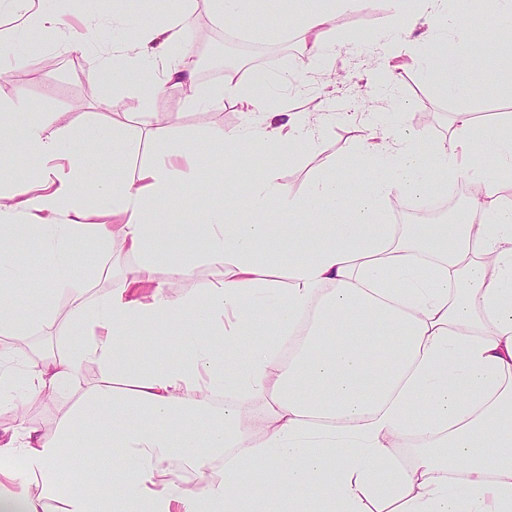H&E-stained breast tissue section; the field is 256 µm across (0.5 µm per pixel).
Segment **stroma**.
<instances>
[{
	"instance_id": "obj_1",
	"label": "stroma",
	"mask_w": 512,
	"mask_h": 512,
	"mask_svg": "<svg viewBox=\"0 0 512 512\" xmlns=\"http://www.w3.org/2000/svg\"><path fill=\"white\" fill-rule=\"evenodd\" d=\"M169 0H69L68 24L42 36L33 50L31 63L0 70V106H10L15 127H22L30 115H39L48 136L59 137L71 130L133 126L138 112L151 110L154 122L167 126L177 148L195 150L198 157L194 179L180 197L168 200L159 217L167 224H203L211 210L223 209L227 219L236 222L239 211L229 207L230 197L249 191L255 174L270 162L260 147L250 153L225 151L224 162L213 165L211 135L217 130L232 131L243 123L241 107L225 100L218 109L192 107L189 94L170 88L152 103H144L133 80L120 70H109L100 83L91 84L84 72L88 59L98 48L133 37L142 22H163ZM392 13L390 0H371L357 12L333 15L331 27L341 51L335 56L308 59L299 29L287 28L285 15L267 6L241 17L245 40L234 34H210L205 45L238 49L241 43L269 47L266 55L244 60L240 73L260 69L270 78L268 102L278 112L321 114V132L315 145L293 161H282L279 177L295 194H306L310 181L319 173L325 159H337L341 172L369 171L372 162L360 148V131L353 114L378 112L417 133L425 147H433L452 130L454 103L448 102L427 77V65L436 51L435 22L424 12L410 19L414 61L377 77L375 67L383 56L387 24ZM308 70L304 85L286 82L289 71ZM512 73L499 71L496 80L484 87L469 104L478 121L488 122L497 112L512 113ZM80 259L74 277L85 296L104 294V278L111 265L99 245L90 238L75 242ZM15 312L28 323L24 337L29 344L57 348L50 329L34 324L36 301L51 294V279L44 261L19 251L16 258Z\"/></svg>"
}]
</instances>
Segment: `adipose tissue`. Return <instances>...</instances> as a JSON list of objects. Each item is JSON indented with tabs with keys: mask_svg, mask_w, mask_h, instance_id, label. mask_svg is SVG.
<instances>
[{
	"mask_svg": "<svg viewBox=\"0 0 512 512\" xmlns=\"http://www.w3.org/2000/svg\"><path fill=\"white\" fill-rule=\"evenodd\" d=\"M445 0H418L422 11L448 25L453 36L433 56L430 76L448 100L459 102L447 140L425 151L404 126L377 118L361 125L366 155L377 159L365 183L339 175L324 162L306 195L292 194L278 177L277 162L309 149L320 131L309 117L284 122L267 117L268 77L226 78L203 90L185 46L188 0L162 25L147 22L136 39L112 46L111 58L92 56L87 78H103L116 61L139 79L151 99L185 87L195 103L220 107L236 99L246 117L237 130L221 132L216 146L245 152L264 147L276 160L247 196L233 199L239 223L213 213L209 223L178 226L154 221L153 213L181 192L196 157L170 150L166 127L141 113L140 130L154 151L135 179L120 174L132 150L124 127L99 132L94 145L47 136L39 120L22 130L33 157L66 160L70 177L21 180L0 193V335H21L11 284L15 254L25 246L54 272L55 290L75 293L72 309L58 320L51 300L42 319L65 337L57 354L26 356L21 369L0 352V408L17 411L0 456L18 457L23 472L0 470L8 488L0 507L47 512H99L97 469L86 459L84 481L74 485L66 456L95 448L112 455L120 491L112 512H271L275 499L300 512H512V198L501 195L496 175L512 169V114L478 123L463 100L491 79L476 42L495 37L501 60L512 69V0H495L494 32L472 29ZM363 0H283L298 21L309 58L333 52L330 23L336 10L361 9ZM19 31L59 29L64 13L44 0H7ZM482 150L493 166L478 165ZM431 161H424V154ZM112 158L115 173L98 185L99 204L77 192L91 161ZM456 177L482 193L465 224H386L389 197L429 202L435 185ZM318 208L326 220L284 224L282 212ZM204 236L205 257L220 266L218 282L198 285L196 258L185 240ZM91 237L112 263L137 258L94 299L77 294L72 272L75 240ZM311 246L291 261L293 245ZM165 263L168 279L155 275ZM182 324L184 354L166 366L148 359L142 327ZM268 327L259 347L247 338ZM98 366L103 377L52 435L22 418L25 402L72 384L80 370ZM140 423H131L132 415ZM202 414L204 434L179 429ZM413 435L410 464L399 465L392 447ZM204 473L223 460L219 481L189 489L159 480L173 459ZM40 476L32 491L23 473ZM276 483H268V475Z\"/></svg>",
	"mask_w": 512,
	"mask_h": 512,
	"instance_id": "obj_1",
	"label": "adipose tissue"
}]
</instances>
